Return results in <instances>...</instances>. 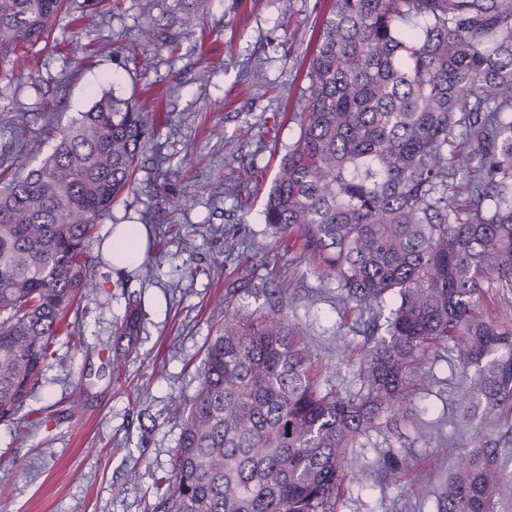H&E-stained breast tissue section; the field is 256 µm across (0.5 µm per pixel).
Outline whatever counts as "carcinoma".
I'll use <instances>...</instances> for the list:
<instances>
[{"mask_svg": "<svg viewBox=\"0 0 512 512\" xmlns=\"http://www.w3.org/2000/svg\"><path fill=\"white\" fill-rule=\"evenodd\" d=\"M64 0H0V54L46 39ZM300 137L264 206L321 280L366 318L361 389L326 385L286 306L236 311L210 337L157 512H336L354 448L406 421L448 352L476 434L437 512H503L512 473V0H330L309 60ZM138 102L103 95L39 166L0 172V421L14 419L100 292L90 246L158 134ZM396 300L383 314V302ZM130 310L119 338L133 343Z\"/></svg>", "mask_w": 512, "mask_h": 512, "instance_id": "carcinoma-1", "label": "carcinoma"}]
</instances>
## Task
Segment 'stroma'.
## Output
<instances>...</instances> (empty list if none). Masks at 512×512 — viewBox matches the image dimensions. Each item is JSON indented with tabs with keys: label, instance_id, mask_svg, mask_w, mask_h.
Instances as JSON below:
<instances>
[{
	"label": "stroma",
	"instance_id": "35a3bbf8",
	"mask_svg": "<svg viewBox=\"0 0 512 512\" xmlns=\"http://www.w3.org/2000/svg\"><path fill=\"white\" fill-rule=\"evenodd\" d=\"M329 0H65L49 42L0 56V170L22 146L31 165L52 151L59 127L107 92L167 95V121L143 152L134 184L91 246L98 296L82 299L76 340L59 338L16 420L0 422V512H155L156 483L171 467L179 427L201 381L215 327L239 309L268 310L279 284L288 314L343 395L360 388L356 358L366 326L344 320L335 285L320 281L297 244L272 235L263 207L282 158L300 136L296 112L318 22ZM155 38L143 44L141 26ZM28 124L15 129L18 113ZM181 198L173 210L167 196ZM147 227L153 276L115 270L102 249L113 225ZM266 246L255 256L253 242ZM139 334L131 353L113 337L128 306ZM414 401L431 433L403 426L356 449L338 512H436L432 490L457 464L469 434L451 420L463 398L447 358ZM411 467L382 478L385 456Z\"/></svg>",
	"mask_w": 512,
	"mask_h": 512
}]
</instances>
